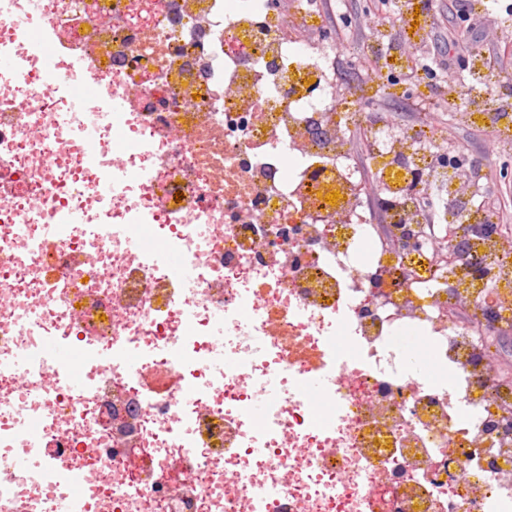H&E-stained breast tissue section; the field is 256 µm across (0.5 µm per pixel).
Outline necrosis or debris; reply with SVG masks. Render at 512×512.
<instances>
[{
  "instance_id": "obj_1",
  "label": "necrosis or debris",
  "mask_w": 512,
  "mask_h": 512,
  "mask_svg": "<svg viewBox=\"0 0 512 512\" xmlns=\"http://www.w3.org/2000/svg\"><path fill=\"white\" fill-rule=\"evenodd\" d=\"M29 2L0 0V512H512V431L492 427L512 383L448 321L491 292L512 327V234L477 243L485 281L461 257L437 284L399 232L473 217L477 178L366 112L391 204L373 236L327 51L284 35L316 0H178L177 24L157 0L137 28L139 0H96L92 27L40 0L51 57L13 24ZM77 62L125 102L90 145L44 81Z\"/></svg>"
}]
</instances>
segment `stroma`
Instances as JSON below:
<instances>
[{"label":"stroma","mask_w":512,"mask_h":512,"mask_svg":"<svg viewBox=\"0 0 512 512\" xmlns=\"http://www.w3.org/2000/svg\"><path fill=\"white\" fill-rule=\"evenodd\" d=\"M321 6L334 46L330 65L343 80L338 101L364 98L372 111L405 129L420 130L428 122H438L442 134L435 151L455 148L478 159L481 178L475 204H490V216L503 217L512 227V177L503 174L512 164V137L493 129L485 112L474 110L469 98L450 92L445 84L450 75L458 86L469 85L471 76L463 70L461 57L474 50L493 60L484 69L487 79L512 77V0H428L425 9L431 19L409 53L427 58L433 73L412 94L406 86L392 91L371 79L365 57L375 31L391 29L394 5L381 0H321ZM460 112L470 113V120L457 121Z\"/></svg>","instance_id":"obj_1"}]
</instances>
